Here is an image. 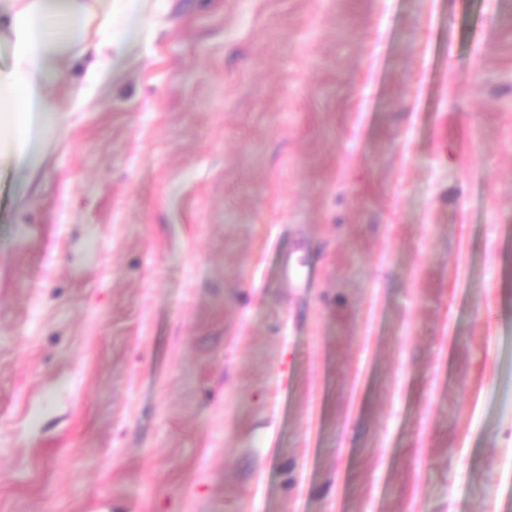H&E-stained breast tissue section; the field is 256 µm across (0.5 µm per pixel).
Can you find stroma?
I'll return each instance as SVG.
<instances>
[{
    "mask_svg": "<svg viewBox=\"0 0 512 512\" xmlns=\"http://www.w3.org/2000/svg\"><path fill=\"white\" fill-rule=\"evenodd\" d=\"M0 170V512H512V0H156Z\"/></svg>",
    "mask_w": 512,
    "mask_h": 512,
    "instance_id": "1",
    "label": "stroma"
}]
</instances>
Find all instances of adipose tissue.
Masks as SVG:
<instances>
[{
	"mask_svg": "<svg viewBox=\"0 0 512 512\" xmlns=\"http://www.w3.org/2000/svg\"><path fill=\"white\" fill-rule=\"evenodd\" d=\"M149 9L150 0H0V169L37 165L47 136L112 76L125 44L147 35Z\"/></svg>",
	"mask_w": 512,
	"mask_h": 512,
	"instance_id": "1",
	"label": "adipose tissue"
}]
</instances>
